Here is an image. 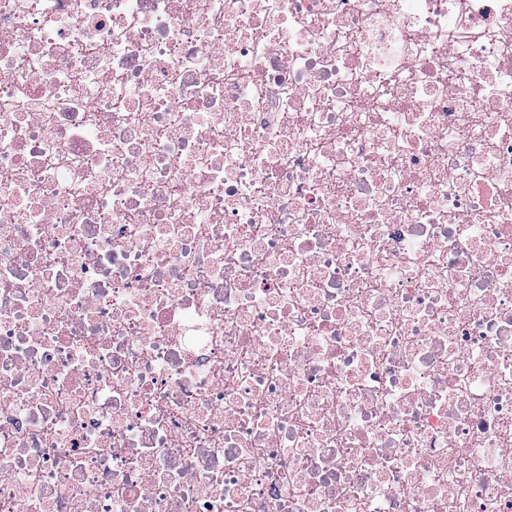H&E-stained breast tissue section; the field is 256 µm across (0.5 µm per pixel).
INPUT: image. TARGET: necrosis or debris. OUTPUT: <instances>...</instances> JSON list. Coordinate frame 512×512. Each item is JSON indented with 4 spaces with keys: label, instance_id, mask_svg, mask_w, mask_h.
<instances>
[{
    "label": "necrosis or debris",
    "instance_id": "obj_1",
    "mask_svg": "<svg viewBox=\"0 0 512 512\" xmlns=\"http://www.w3.org/2000/svg\"><path fill=\"white\" fill-rule=\"evenodd\" d=\"M0 512H512V0H0Z\"/></svg>",
    "mask_w": 512,
    "mask_h": 512
}]
</instances>
